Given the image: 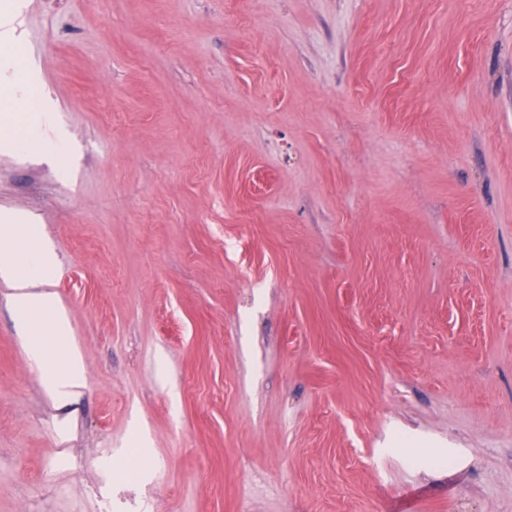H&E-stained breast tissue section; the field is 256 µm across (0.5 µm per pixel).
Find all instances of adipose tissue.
Here are the masks:
<instances>
[{"label": "adipose tissue", "instance_id": "ef3b65f1", "mask_svg": "<svg viewBox=\"0 0 512 512\" xmlns=\"http://www.w3.org/2000/svg\"><path fill=\"white\" fill-rule=\"evenodd\" d=\"M35 233L33 225L16 218L7 216L0 220V277L13 283L16 313L32 320L52 315L51 326L36 333L27 346V355L40 370L46 391L63 403L79 385L83 363L78 351L62 342L69 334V323L58 313L55 299L47 289L56 271L53 255L46 248L26 247Z\"/></svg>", "mask_w": 512, "mask_h": 512}]
</instances>
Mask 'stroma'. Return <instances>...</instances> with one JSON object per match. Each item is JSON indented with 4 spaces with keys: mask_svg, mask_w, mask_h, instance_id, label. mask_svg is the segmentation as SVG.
Masks as SVG:
<instances>
[{
    "mask_svg": "<svg viewBox=\"0 0 512 512\" xmlns=\"http://www.w3.org/2000/svg\"><path fill=\"white\" fill-rule=\"evenodd\" d=\"M19 2L0 512H512V0ZM2 221L0 277L13 283L16 313L37 321L48 314L53 316L50 328L35 333L32 343L27 344L28 358L40 370L45 390L57 402L65 403L82 379L83 363L77 350L62 345V338L69 334V323L57 312L55 299L45 288L56 271L53 255L47 248H26L36 233L33 225L8 216H2Z\"/></svg>",
    "mask_w": 512,
    "mask_h": 512,
    "instance_id": "1",
    "label": "stroma"
}]
</instances>
